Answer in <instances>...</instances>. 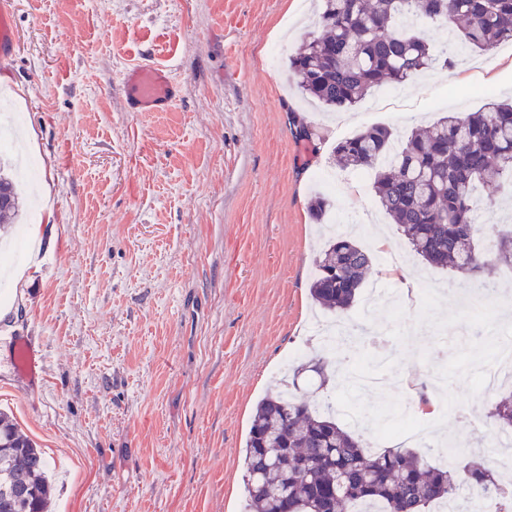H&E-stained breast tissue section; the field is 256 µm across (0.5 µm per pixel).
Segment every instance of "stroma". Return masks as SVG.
Returning <instances> with one entry per match:
<instances>
[{"label": "stroma", "instance_id": "35a3bbf8", "mask_svg": "<svg viewBox=\"0 0 512 512\" xmlns=\"http://www.w3.org/2000/svg\"><path fill=\"white\" fill-rule=\"evenodd\" d=\"M21 53L0 73V124L16 123L0 156L27 151L13 265L0 267V336L31 339L34 378L0 373V408L45 452L54 485L49 512H243L241 451L251 417L288 353L306 342L320 223L349 219L344 179L322 189L336 122L298 93L288 57L305 40L316 0H16ZM428 41L451 63L387 97L344 111L352 131L372 124L399 135L446 112L512 97V44L483 51ZM186 88L167 112L125 109L123 72L142 61ZM311 123L299 140L292 118ZM358 225L376 248L387 235L407 253L415 295L395 325L383 307L365 330L391 338L385 364L364 344L331 355L335 367L380 369L360 393L371 411L402 405L407 366L445 342L448 416L440 434L472 439L470 417L495 395L473 374L487 356L483 324L460 315L482 290L512 299V271L475 278L429 267L390 224L371 192ZM322 193L323 221L307 211ZM448 314L436 318L438 307Z\"/></svg>", "mask_w": 512, "mask_h": 512}]
</instances>
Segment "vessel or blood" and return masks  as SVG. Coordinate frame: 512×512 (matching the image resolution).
<instances>
[{"instance_id":"obj_1","label":"vessel or blood","mask_w":512,"mask_h":512,"mask_svg":"<svg viewBox=\"0 0 512 512\" xmlns=\"http://www.w3.org/2000/svg\"><path fill=\"white\" fill-rule=\"evenodd\" d=\"M15 0H0V70H8L20 49L18 32L13 25ZM123 81L128 90L129 105L136 112H164L177 98L166 69L154 64H137L127 69ZM8 352L12 369L34 376L37 352L28 337L8 336L0 339V350Z\"/></svg>"}]
</instances>
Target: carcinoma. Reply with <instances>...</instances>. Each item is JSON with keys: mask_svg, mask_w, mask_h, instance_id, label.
Wrapping results in <instances>:
<instances>
[{"mask_svg": "<svg viewBox=\"0 0 512 512\" xmlns=\"http://www.w3.org/2000/svg\"><path fill=\"white\" fill-rule=\"evenodd\" d=\"M448 26L451 39L484 50L512 42V0H322L315 31L288 59L300 92L327 110L356 106L375 88L401 84L437 65L415 24ZM345 168L371 170L372 191L413 252L433 267L471 276L512 268V225L500 224L491 250L476 244L478 198L489 185L512 184V100H492L464 116L450 113L404 140L371 125L332 149ZM14 181L0 176V224L19 217ZM373 270L370 251L345 237L329 239L316 260L310 294L322 309L342 313L357 301ZM329 382L326 361L293 366L287 397L274 391L256 405L244 449V512H427L457 506L466 484L477 496L512 495L485 467L481 440L457 462L433 465L408 448L368 450L333 410L315 399ZM490 425L512 427V396L489 411ZM47 461L8 414L0 412V512H45L51 497ZM29 489L19 501L17 484Z\"/></svg>", "mask_w": 512, "mask_h": 512, "instance_id": "cac0c4a2", "label": "carcinoma"}]
</instances>
